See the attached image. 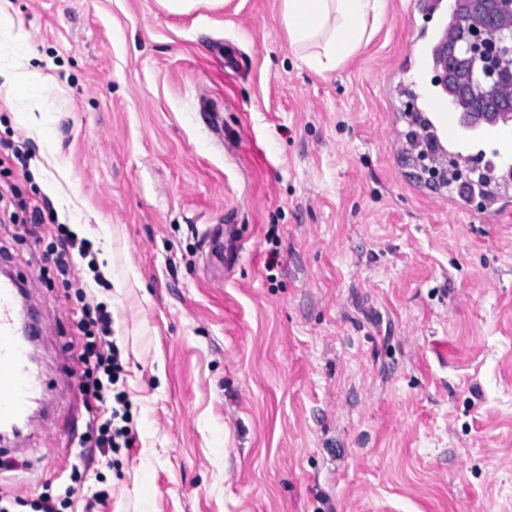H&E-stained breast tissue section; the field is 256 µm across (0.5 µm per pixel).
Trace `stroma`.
Here are the masks:
<instances>
[{
  "label": "stroma",
  "instance_id": "stroma-1",
  "mask_svg": "<svg viewBox=\"0 0 512 512\" xmlns=\"http://www.w3.org/2000/svg\"><path fill=\"white\" fill-rule=\"evenodd\" d=\"M282 0H0L29 46L31 111L0 88L52 427L0 498L61 512H512V210L407 159L434 71L404 62L441 13L383 0L336 71L297 57ZM49 197L51 223L25 219ZM85 297L37 286L55 225ZM277 264H269L270 252ZM106 307L138 438L82 457L84 302ZM72 495H65L66 486Z\"/></svg>",
  "mask_w": 512,
  "mask_h": 512
}]
</instances>
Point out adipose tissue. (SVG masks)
Listing matches in <instances>:
<instances>
[{
    "instance_id": "ef3b65f1",
    "label": "adipose tissue",
    "mask_w": 512,
    "mask_h": 512,
    "mask_svg": "<svg viewBox=\"0 0 512 512\" xmlns=\"http://www.w3.org/2000/svg\"><path fill=\"white\" fill-rule=\"evenodd\" d=\"M382 0H282L281 25L303 62L318 73L336 69L360 45L368 18Z\"/></svg>"
}]
</instances>
